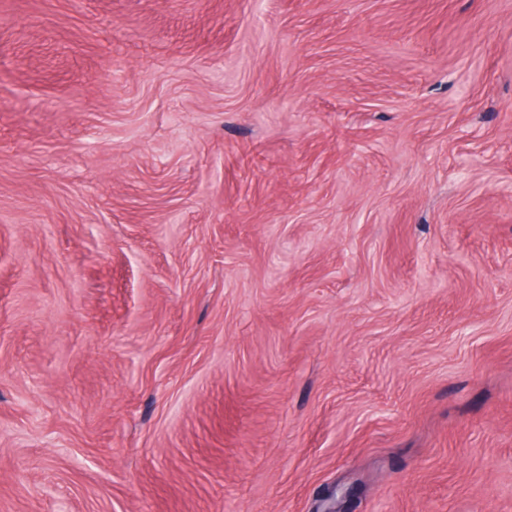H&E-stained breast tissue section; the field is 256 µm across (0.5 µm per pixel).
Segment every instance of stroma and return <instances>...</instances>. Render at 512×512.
<instances>
[{"mask_svg":"<svg viewBox=\"0 0 512 512\" xmlns=\"http://www.w3.org/2000/svg\"><path fill=\"white\" fill-rule=\"evenodd\" d=\"M512 512V0H0V512Z\"/></svg>","mask_w":512,"mask_h":512,"instance_id":"obj_1","label":"stroma"}]
</instances>
